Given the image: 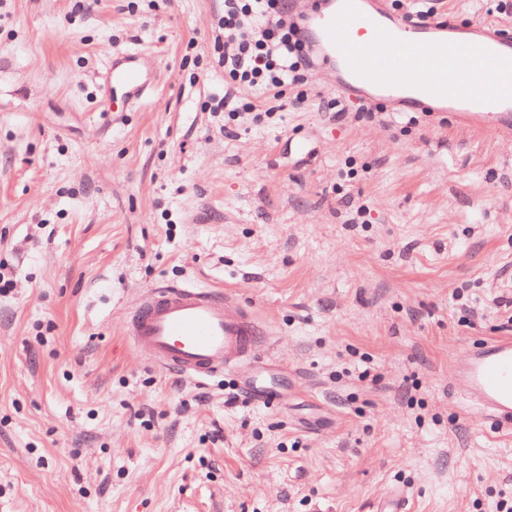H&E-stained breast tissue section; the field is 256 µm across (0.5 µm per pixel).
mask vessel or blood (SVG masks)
<instances>
[{
    "mask_svg": "<svg viewBox=\"0 0 512 512\" xmlns=\"http://www.w3.org/2000/svg\"><path fill=\"white\" fill-rule=\"evenodd\" d=\"M311 41L350 95L414 103L428 112L452 111L465 126L512 140V37L489 23L467 27L429 20L414 23L389 12L383 0H328L304 18ZM106 87L140 100L155 83L136 54L113 60ZM126 334L155 365L204 381L255 362L258 322L233 293L194 283L151 287L124 314ZM465 398L499 423L512 425V336L473 347L456 371Z\"/></svg>",
    "mask_w": 512,
    "mask_h": 512,
    "instance_id": "b4317fda",
    "label": "vessel or blood"
}]
</instances>
